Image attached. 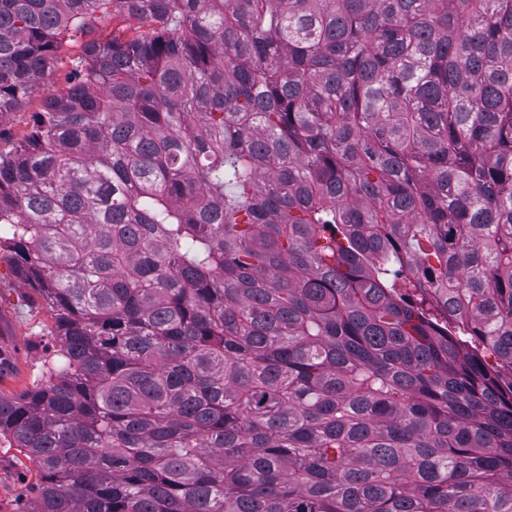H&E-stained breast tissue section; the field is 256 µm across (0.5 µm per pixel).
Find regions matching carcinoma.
<instances>
[{"instance_id":"cac0c4a2","label":"carcinoma","mask_w":512,"mask_h":512,"mask_svg":"<svg viewBox=\"0 0 512 512\" xmlns=\"http://www.w3.org/2000/svg\"><path fill=\"white\" fill-rule=\"evenodd\" d=\"M108 15L0 148L23 512H512V0H0V123ZM142 24L128 17H118L115 19L109 18L100 23L92 35H79L68 42L62 50V54L55 65V68L50 76L46 77L36 86L34 92L28 98L25 106L13 112L9 119L3 124L2 130L5 134L0 146L6 142H11L21 138L30 128V116L32 112L40 111L44 99L52 94H59L64 91L70 83L72 78V62L77 59L82 52L83 44L93 37H101V35H108L114 28H127L130 32L138 29ZM55 321L41 295L0 260V396L12 398L39 380L59 349Z\"/></svg>"}]
</instances>
